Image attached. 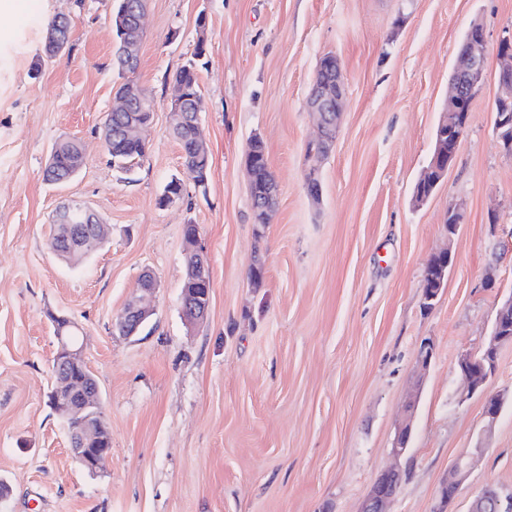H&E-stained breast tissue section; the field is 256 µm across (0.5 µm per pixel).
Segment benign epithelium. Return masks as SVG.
<instances>
[{
	"label": "benign epithelium",
	"mask_w": 512,
	"mask_h": 512,
	"mask_svg": "<svg viewBox=\"0 0 512 512\" xmlns=\"http://www.w3.org/2000/svg\"><path fill=\"white\" fill-rule=\"evenodd\" d=\"M122 12L118 21L124 24L126 35L121 43V53L125 67L133 68L139 59V45L143 15H138L137 27L127 24L129 15L134 13L130 0H122ZM70 22L66 17H59L57 29L47 46V56L60 54L69 43ZM486 35L483 24L475 20L469 26V38L465 50L458 56L455 69L458 80L451 83L448 90V101L440 122L441 134L434 153L430 171L440 178H445L452 168L456 152L448 150L447 142L457 145L468 130L469 117L477 93L487 79L485 57ZM496 53L500 60L499 70L495 75L497 94L494 103L500 106L495 113L494 134L498 143L512 146V113L507 105L512 102V33L499 40ZM320 79L310 88L306 99V110L316 121L319 137L316 144L320 150L316 158L321 160L334 149L338 133V123L347 96V77L340 59L334 54L325 55L319 64ZM185 88L176 86V94L171 99L169 112L171 115L170 129H178L190 123L196 128L195 147L198 155L207 157V147L201 127V104L196 102L188 107L182 94ZM118 105L115 112L132 113L126 130L135 136L139 130L152 119L153 107L144 88L136 84L129 93L117 95ZM90 227L81 228L74 224L57 225V236L65 241L74 240L81 243L84 249L92 250L101 244L106 235V225L88 207L78 205ZM188 252L193 257L194 278L182 293V314L190 324L200 322L206 316L208 306L203 300L210 297L212 282L210 277V258L203 242L200 227L188 236ZM442 259L436 266L437 278L434 280V295H439L454 264L455 254L452 246H447L433 253ZM158 287V279L151 270L143 271L138 279L133 294L123 306L121 312L113 320V330L122 335L133 336L150 318L152 311L145 304V295L154 293ZM512 344V297L504 300L497 307L492 332L484 348L476 353L464 352L457 360L458 373L461 378L460 396L466 400L471 396L484 393V386L495 374L499 349ZM57 381L49 399L53 411L64 420L74 422L69 431V452L86 469L91 472L100 470L111 454L112 442L108 425L96 410L98 385L89 376L80 381L72 378V372L84 370L82 350L69 341L64 334L57 335L56 350ZM433 357V348L427 344L417 354L419 377L415 387H420ZM512 400L509 392H499L484 397L483 418L484 437H489L501 414L504 404ZM416 396L406 402V414L398 423L392 443L393 456L400 458L408 450V442L413 429V414ZM483 445L479 444L461 454L448 469L444 485L460 491L470 471L479 460ZM403 471L391 467L383 471L373 483L364 499L361 512H387V504L394 494L384 488L385 480L403 477ZM500 508L503 501L501 490L493 485H486L473 499L470 512H478L487 502Z\"/></svg>",
	"instance_id": "7a95c632"
}]
</instances>
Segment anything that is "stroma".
Masks as SVG:
<instances>
[{
  "mask_svg": "<svg viewBox=\"0 0 512 512\" xmlns=\"http://www.w3.org/2000/svg\"><path fill=\"white\" fill-rule=\"evenodd\" d=\"M115 4L15 0L0 12V480L10 487L0 512H359L393 462L414 391L389 512H436L449 467L481 440L452 512H469L486 483L512 492V403L483 439L484 395L460 399L456 370L512 296V156L493 132L494 80L475 98L454 166L427 202L412 200L469 25L482 22L496 71L512 0H146L133 78L153 118L141 132L148 155L128 171L101 140L123 80ZM60 15L69 44L42 59ZM328 53L343 63L348 95L336 147L318 162L305 102ZM192 61L211 154L200 188L169 131L175 74ZM256 135L279 187L260 239L244 165ZM68 137L83 143L84 166L55 186L44 168ZM314 166L316 204L305 181ZM175 178L183 197L159 206ZM72 202L108 226L76 265L50 247L54 216ZM459 202L452 238L448 209ZM187 223L201 228L212 276L209 314L194 325L181 310ZM447 245L455 263L424 307L425 264ZM145 269L159 280L153 313L136 335H119L113 320ZM58 317L81 329L110 428L111 456L94 474L70 456L48 405ZM427 342L434 357L418 387ZM417 395H413L406 402V414L398 423L392 443V454L396 458L405 455L408 450V442L413 429V414Z\"/></svg>",
  "mask_w": 512,
  "mask_h": 512,
  "instance_id": "35a3bbf8",
  "label": "stroma"
}]
</instances>
